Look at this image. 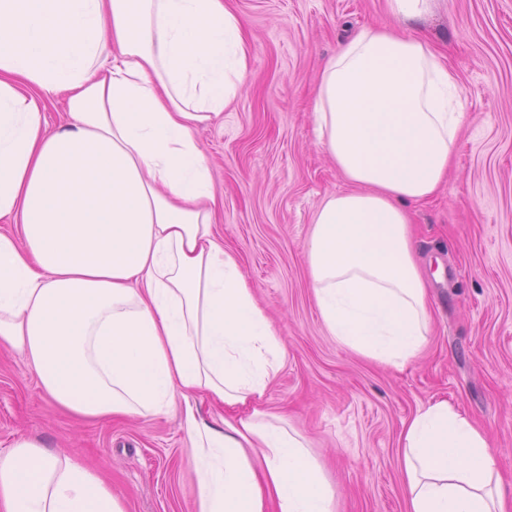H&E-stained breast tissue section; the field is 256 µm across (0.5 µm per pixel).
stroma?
I'll list each match as a JSON object with an SVG mask.
<instances>
[{
	"instance_id": "obj_1",
	"label": "stroma",
	"mask_w": 512,
	"mask_h": 512,
	"mask_svg": "<svg viewBox=\"0 0 512 512\" xmlns=\"http://www.w3.org/2000/svg\"><path fill=\"white\" fill-rule=\"evenodd\" d=\"M228 4L252 44L250 72L223 118L196 137L216 185L215 233L286 347L264 409L309 439L338 512H406L403 424L441 398L488 431L512 484V0H433L432 15L413 25L447 50L466 120L446 184L415 208L434 329L401 371L329 336L304 254L319 207L350 188L317 141L311 92L339 40L385 21L384 0ZM22 437L78 449L129 512H194L178 417L75 420L43 394L21 354L0 350V452Z\"/></svg>"
}]
</instances>
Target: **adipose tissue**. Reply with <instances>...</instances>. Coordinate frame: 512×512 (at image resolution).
Listing matches in <instances>:
<instances>
[{
    "mask_svg": "<svg viewBox=\"0 0 512 512\" xmlns=\"http://www.w3.org/2000/svg\"><path fill=\"white\" fill-rule=\"evenodd\" d=\"M431 4L386 0L389 22L339 45L312 106L355 186L322 203L304 247L319 316L398 370L432 326L409 206L436 196L465 119L447 55L401 28ZM250 60L224 0H0V349L79 418L178 415L195 512H337L304 437L258 406L286 348L214 233L195 137ZM56 97L69 120L51 133ZM498 454L447 399L419 408L400 435L407 512H512ZM0 512L128 509L79 453L21 438L0 454Z\"/></svg>",
    "mask_w": 512,
    "mask_h": 512,
    "instance_id": "obj_1",
    "label": "adipose tissue"
}]
</instances>
